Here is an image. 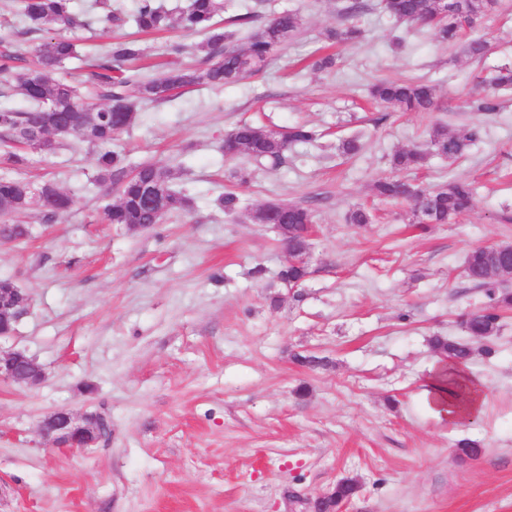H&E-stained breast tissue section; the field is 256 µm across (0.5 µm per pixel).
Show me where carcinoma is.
<instances>
[{
  "label": "carcinoma",
  "mask_w": 512,
  "mask_h": 512,
  "mask_svg": "<svg viewBox=\"0 0 512 512\" xmlns=\"http://www.w3.org/2000/svg\"><path fill=\"white\" fill-rule=\"evenodd\" d=\"M380 6L394 21L408 23L413 19L423 24L436 23L439 37L453 41L470 31L465 51L471 58L485 55L488 40L479 29V21L491 14L497 0H380ZM224 0H189L177 14L162 8L157 0H137L132 14L136 29L142 33L165 30L177 25L187 31L201 33L205 39L196 46L203 54L198 64L184 65L179 59L189 52L181 42L170 45L173 61L166 63L158 76L143 78L130 66L145 56V49L136 40L111 44L88 65L85 83L91 88L97 103L85 108L92 119L80 142L96 151L97 181L112 189L118 187V201L108 204L102 212L107 224H160L172 213H186L191 199L173 183V173L166 164L143 163L128 172L123 160L111 150L114 134L134 124L141 107L171 100L179 91L197 86L222 87L239 82L248 74L260 72L269 57L288 42L300 27L297 14L285 11L250 33L246 47L238 45L239 32L228 30L220 19ZM18 13L26 25L25 32H48L58 26L76 27L79 21L73 13V0H18ZM360 31L346 27L330 31L328 38L341 44L358 40ZM79 58L78 44L68 38L48 37L37 50V61L32 67L16 64V57L8 52L0 54V74L13 82L14 91L29 106L17 109L0 104V136L5 142L24 144L32 150L40 149L37 138L56 131L58 126L76 117L79 90L59 76L62 65ZM512 87V72L502 71L492 78L485 92L473 101L481 112H493L498 92ZM372 97L388 108L399 111L429 112L435 98V89L426 84L406 81H381L371 89ZM125 113L122 123L112 118L113 105ZM480 128L473 126L462 135H454L442 127H435L424 146H411L396 151L390 160L394 174L373 183L375 194L383 199L406 203L411 207L417 224H448L473 205L472 184L452 180L433 189H424L402 178L398 172L423 165L430 157L449 161L463 157L469 147L480 138ZM316 132L306 124H298L286 133L267 129L252 123L237 125L224 138V152L244 154L260 165H280L288 148L309 144ZM153 187L165 200L157 212L141 203L145 188ZM73 199L50 182L34 183L28 180L0 177V218L3 227L0 236L17 239L9 217L20 212L38 209L49 219L69 212ZM216 205L228 216L237 215L243 208L240 196L225 191L216 198ZM272 210L268 221L279 225L278 235L291 253L307 245L309 225L313 214L308 208L291 203L282 205L268 202L257 209ZM512 265V251L496 252L490 248L468 253L465 261L466 278L477 288L485 289L487 302L483 308L464 316L462 332L478 340L496 335L500 313L512 308V291L495 289V271ZM308 274L307 266L288 262L278 273L279 281L288 288L298 287ZM433 348L456 362L465 364L472 359L474 349L467 343L443 336L432 339ZM355 480L344 478L336 483L331 499L317 502L318 512H336L340 505L356 495Z\"/></svg>",
  "instance_id": "obj_1"
}]
</instances>
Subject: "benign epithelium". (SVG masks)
<instances>
[{
    "mask_svg": "<svg viewBox=\"0 0 512 512\" xmlns=\"http://www.w3.org/2000/svg\"><path fill=\"white\" fill-rule=\"evenodd\" d=\"M84 124L80 120L63 123L59 133L48 135L51 142L69 136H81ZM29 297L19 288H0V326L18 323L30 311ZM44 378L36 362L19 351H0V379L19 385H35ZM41 435L57 448L82 450L96 446L100 440V415H77L68 409L48 414L39 427Z\"/></svg>",
    "mask_w": 512,
    "mask_h": 512,
    "instance_id": "7a95c632",
    "label": "benign epithelium"
}]
</instances>
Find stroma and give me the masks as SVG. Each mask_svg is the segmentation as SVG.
<instances>
[{
    "instance_id": "stroma-1",
    "label": "stroma",
    "mask_w": 512,
    "mask_h": 512,
    "mask_svg": "<svg viewBox=\"0 0 512 512\" xmlns=\"http://www.w3.org/2000/svg\"><path fill=\"white\" fill-rule=\"evenodd\" d=\"M343 2L224 0V20L294 11L301 28L263 72L148 105L114 137L128 166H175L194 202L151 230L101 222L117 196L97 182L87 146L29 151L21 168L0 158V176L53 182L75 202L51 221L27 211L29 236L0 243V277L31 300L0 350L23 351L45 372L35 386L0 381V512H313L343 478L359 490L340 512H512V310L488 343L493 356L471 342L465 377L483 388L478 415L442 422L421 398L441 359L431 337L462 339L460 317L485 302L465 276L467 254L512 244V95L494 112L471 106L481 81L512 69V0L486 19L490 49L478 61L428 26L396 24L379 0L350 20ZM93 3L74 0L85 26L57 36L122 38L118 27L102 32ZM348 21L360 42L327 43L326 31ZM325 51L335 67L314 70ZM396 79L434 85L435 110L392 112L371 98L372 85ZM244 121L306 123L321 137L261 169L221 150ZM437 124L476 125L481 138L456 162L431 158L413 180L466 179L477 193L455 223L422 228L372 186L395 151ZM354 134L364 148L344 158L338 146ZM227 189L245 213L215 206ZM273 201L315 216L299 288L277 278L287 254L271 225L247 216ZM360 204L373 215L363 227L347 221ZM298 353L330 364L303 367ZM60 408L105 414L111 436L86 450L53 447L39 426ZM462 439L478 444L477 459L459 458Z\"/></svg>"
}]
</instances>
